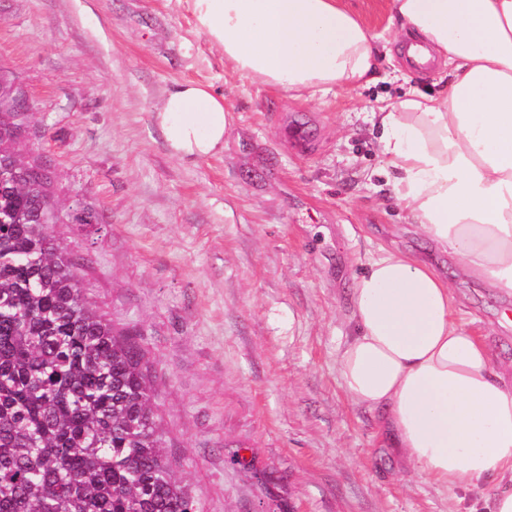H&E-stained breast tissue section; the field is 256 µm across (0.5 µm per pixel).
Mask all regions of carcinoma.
Segmentation results:
<instances>
[{
  "label": "carcinoma",
  "instance_id": "cac0c4a2",
  "mask_svg": "<svg viewBox=\"0 0 512 512\" xmlns=\"http://www.w3.org/2000/svg\"><path fill=\"white\" fill-rule=\"evenodd\" d=\"M22 99L0 69V512H199L156 420L152 365L53 235L54 175L25 156Z\"/></svg>",
  "mask_w": 512,
  "mask_h": 512
}]
</instances>
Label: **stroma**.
<instances>
[{
  "mask_svg": "<svg viewBox=\"0 0 512 512\" xmlns=\"http://www.w3.org/2000/svg\"><path fill=\"white\" fill-rule=\"evenodd\" d=\"M391 0H347L380 37L376 83L289 97L225 65L185 0H0V68L29 103L24 144L55 171L57 238L86 294L154 365L156 414L200 512H483L385 448L336 358L379 247L425 252L378 155V106L433 91L407 71ZM223 94L221 153L172 156L153 114L178 84ZM299 126L312 150L294 151ZM457 318L512 359L487 289Z\"/></svg>",
  "mask_w": 512,
  "mask_h": 512,
  "instance_id": "1",
  "label": "stroma"
}]
</instances>
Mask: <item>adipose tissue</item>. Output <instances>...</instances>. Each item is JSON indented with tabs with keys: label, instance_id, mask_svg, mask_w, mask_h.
<instances>
[{
	"label": "adipose tissue",
	"instance_id": "adipose-tissue-1",
	"mask_svg": "<svg viewBox=\"0 0 512 512\" xmlns=\"http://www.w3.org/2000/svg\"><path fill=\"white\" fill-rule=\"evenodd\" d=\"M195 27L243 77L292 94L375 81L379 36L344 0H187ZM449 81L380 107L381 164L420 234L459 276L512 299V0H391ZM154 123L182 160L224 148L230 111L202 82L170 91ZM354 332L336 368L356 406L423 481L482 488L512 512V364L456 320L453 284L401 250L369 255L351 290Z\"/></svg>",
	"mask_w": 512,
	"mask_h": 512
}]
</instances>
